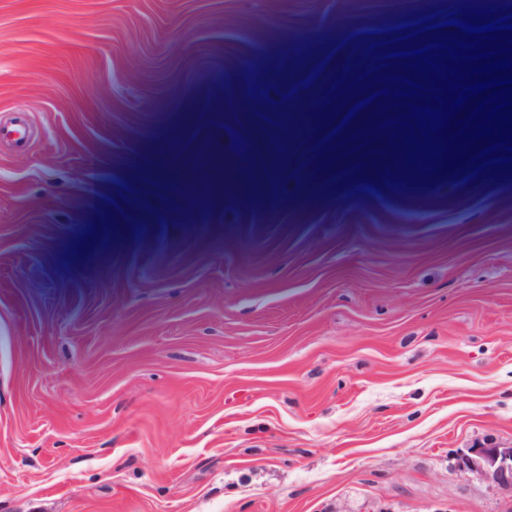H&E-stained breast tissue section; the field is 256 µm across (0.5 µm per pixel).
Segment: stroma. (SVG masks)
Returning <instances> with one entry per match:
<instances>
[{
	"label": "stroma",
	"mask_w": 512,
	"mask_h": 512,
	"mask_svg": "<svg viewBox=\"0 0 512 512\" xmlns=\"http://www.w3.org/2000/svg\"><path fill=\"white\" fill-rule=\"evenodd\" d=\"M442 1L0 0V122L30 127L0 142V512H512L455 470L512 442V190L318 194L292 166L326 76L282 128L244 97L282 33L379 41ZM203 156L260 201L191 206ZM136 183L135 235L63 260Z\"/></svg>",
	"instance_id": "1"
}]
</instances>
